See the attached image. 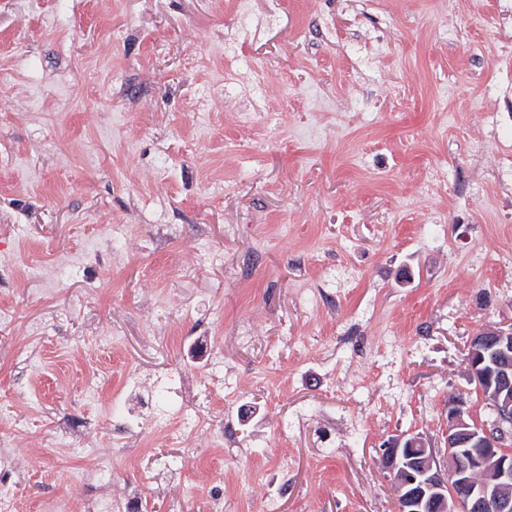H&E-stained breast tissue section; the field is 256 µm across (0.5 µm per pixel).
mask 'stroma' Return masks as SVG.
<instances>
[{
	"label": "stroma",
	"mask_w": 512,
	"mask_h": 512,
	"mask_svg": "<svg viewBox=\"0 0 512 512\" xmlns=\"http://www.w3.org/2000/svg\"><path fill=\"white\" fill-rule=\"evenodd\" d=\"M512 327V0H0V437L19 512H396ZM224 443L149 423L173 379ZM143 423L138 420L128 419L115 425L112 429V437L121 443L119 452L114 457L102 458L100 460V469L105 474L110 471L113 463L120 461L126 463L129 467H135L139 453H131L127 450L128 444L132 440H138L143 434Z\"/></svg>",
	"instance_id": "35a3bbf8"
}]
</instances>
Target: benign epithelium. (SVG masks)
Segmentation results:
<instances>
[{
    "label": "benign epithelium",
    "instance_id": "1",
    "mask_svg": "<svg viewBox=\"0 0 512 512\" xmlns=\"http://www.w3.org/2000/svg\"><path fill=\"white\" fill-rule=\"evenodd\" d=\"M468 348L473 392L489 398L493 415L481 420L464 399L449 401L444 467L419 434L385 445L398 512H512V327L478 333Z\"/></svg>",
    "mask_w": 512,
    "mask_h": 512
}]
</instances>
